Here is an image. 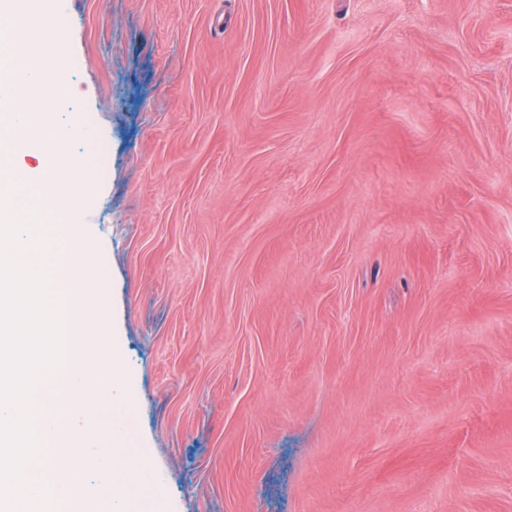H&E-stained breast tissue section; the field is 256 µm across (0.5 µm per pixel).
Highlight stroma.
<instances>
[{
  "label": "stroma",
  "instance_id": "stroma-1",
  "mask_svg": "<svg viewBox=\"0 0 512 512\" xmlns=\"http://www.w3.org/2000/svg\"><path fill=\"white\" fill-rule=\"evenodd\" d=\"M61 14L132 502L512 512V0Z\"/></svg>",
  "mask_w": 512,
  "mask_h": 512
}]
</instances>
